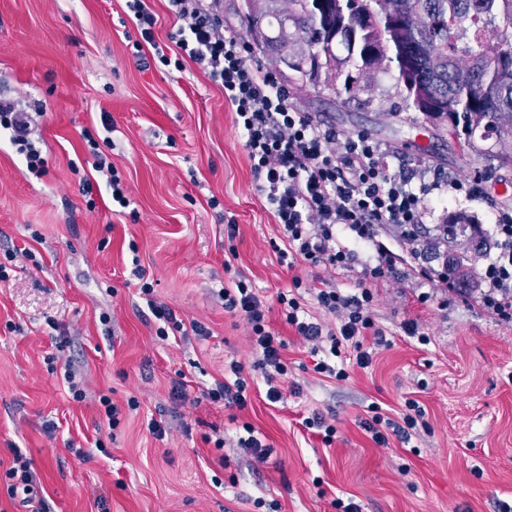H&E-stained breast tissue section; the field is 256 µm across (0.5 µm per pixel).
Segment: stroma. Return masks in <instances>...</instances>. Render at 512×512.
Here are the masks:
<instances>
[{
    "label": "stroma",
    "mask_w": 512,
    "mask_h": 512,
    "mask_svg": "<svg viewBox=\"0 0 512 512\" xmlns=\"http://www.w3.org/2000/svg\"><path fill=\"white\" fill-rule=\"evenodd\" d=\"M138 38L120 0H0V103L37 113L42 157L30 169L0 128V512H30L7 492L15 448L40 479L48 512H338L337 499L361 512L512 508V323L477 300H447L401 264L374 291L387 345L369 367H348L345 380L316 374L277 296L297 276L357 293L368 252L346 270L282 262L223 91L194 64H156L136 51ZM287 89L297 111L398 147L391 171L422 159L477 187L469 197H426L428 229L463 212L489 234L492 210H512V167L462 154L406 104L394 74H357L347 91L323 72ZM94 149L128 187L123 212L91 166ZM34 228L42 242L31 239ZM135 256L156 299L209 336H156L130 274ZM238 278L288 342L274 405L253 367L249 327L218 297ZM408 320L429 344L404 334ZM68 362L82 374L83 402L63 386ZM234 362L248 384L241 410L203 396ZM181 378L179 400L171 390ZM103 394L120 410L116 426L100 422ZM409 398L424 407L429 432L376 444L366 422ZM315 413L335 426L331 444L302 427ZM152 419L167 424L163 439L149 432ZM247 424L271 446L268 460L239 448Z\"/></svg>",
    "instance_id": "stroma-1"
}]
</instances>
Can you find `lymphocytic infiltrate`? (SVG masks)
<instances>
[{"label":"lymphocytic infiltrate","instance_id":"f902f5d3","mask_svg":"<svg viewBox=\"0 0 512 512\" xmlns=\"http://www.w3.org/2000/svg\"><path fill=\"white\" fill-rule=\"evenodd\" d=\"M123 2L125 13L135 20L142 40L153 46L163 66L180 71L186 63H194L223 90L245 138L255 189L278 226L283 244L280 258L313 267L347 268L353 253L339 239L342 231L372 248L374 262L361 271L360 292L345 295L333 288H312L310 296L326 313V320L317 319L308 309L301 278H293V293L277 297L285 323L310 344L315 373L346 379V369L334 362L343 348L352 364L369 366L373 345L386 341V332L371 311L374 290L404 258H411L415 278L437 281L445 291L458 293L455 279L445 271L421 264V255L433 243L420 236L418 228L426 218L423 201L427 196L445 190L469 196L475 191L471 183L420 161L406 173H393L390 160L397 155L395 147L364 132L338 131L297 111L276 76L251 63L246 43L225 29L217 0H168L176 28L166 48L156 43L157 19L146 0ZM382 224L394 230L393 240L379 236L377 228ZM492 250L493 257L480 275L478 300L497 320L512 323L511 211L494 215ZM219 294L225 311L249 325L255 366L268 385L266 397L280 402L283 393L276 381L287 373L286 340L269 327L265 304L245 281H234ZM426 425L423 406L409 399L399 418L373 415L368 430L381 444L391 434L411 439Z\"/></svg>","mask_w":512,"mask_h":512}]
</instances>
